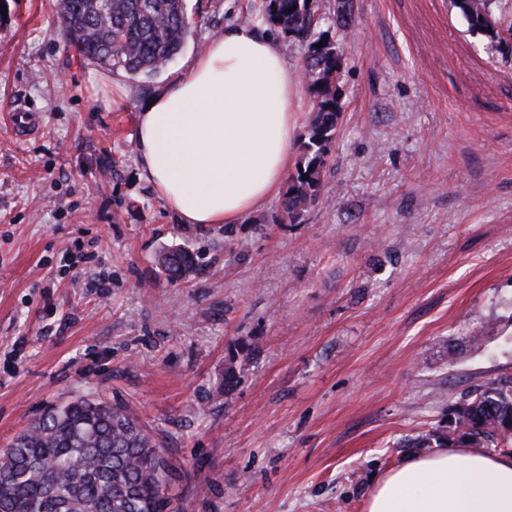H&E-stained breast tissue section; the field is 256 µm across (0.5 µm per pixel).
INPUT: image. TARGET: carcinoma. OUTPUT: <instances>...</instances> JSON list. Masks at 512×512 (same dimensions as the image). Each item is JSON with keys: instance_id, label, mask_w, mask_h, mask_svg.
Here are the masks:
<instances>
[{"instance_id": "carcinoma-1", "label": "carcinoma", "mask_w": 512, "mask_h": 512, "mask_svg": "<svg viewBox=\"0 0 512 512\" xmlns=\"http://www.w3.org/2000/svg\"><path fill=\"white\" fill-rule=\"evenodd\" d=\"M317 0H265L262 19L291 36L311 30ZM472 31L508 44L512 20L492 0H452ZM67 43L87 61L134 78L159 75L183 49L190 23L185 0H59ZM323 46H318V43ZM342 55L329 31L307 41L303 70L314 101L302 165L288 183L283 218L293 220L319 197L321 175L341 114ZM178 279L193 257L163 258ZM419 448L512 446V388L490 382L472 392L454 424L417 439ZM179 477L167 436L128 405L79 396L55 405L0 451V512H174L168 488Z\"/></svg>"}]
</instances>
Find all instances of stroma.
Returning <instances> with one entry per match:
<instances>
[{
  "instance_id": "1",
  "label": "stroma",
  "mask_w": 512,
  "mask_h": 512,
  "mask_svg": "<svg viewBox=\"0 0 512 512\" xmlns=\"http://www.w3.org/2000/svg\"><path fill=\"white\" fill-rule=\"evenodd\" d=\"M319 199L178 223L142 174L139 112L263 0H187L155 78L85 61L56 0L0 20V448L96 394L168 431L179 512H364L374 475L512 386V49L451 0H350ZM120 106L106 108L108 81ZM37 113L15 136L9 112ZM195 267L171 279L172 250ZM257 343L232 387L224 371Z\"/></svg>"
}]
</instances>
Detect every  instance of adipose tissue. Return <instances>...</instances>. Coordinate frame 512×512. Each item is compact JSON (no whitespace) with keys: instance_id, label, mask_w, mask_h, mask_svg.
I'll return each mask as SVG.
<instances>
[{"instance_id":"adipose-tissue-1","label":"adipose tissue","mask_w":512,"mask_h":512,"mask_svg":"<svg viewBox=\"0 0 512 512\" xmlns=\"http://www.w3.org/2000/svg\"><path fill=\"white\" fill-rule=\"evenodd\" d=\"M278 41L249 22L213 38L138 114L136 150L183 224H235L278 195L300 116ZM365 512H512V456L456 448L383 473Z\"/></svg>"}]
</instances>
